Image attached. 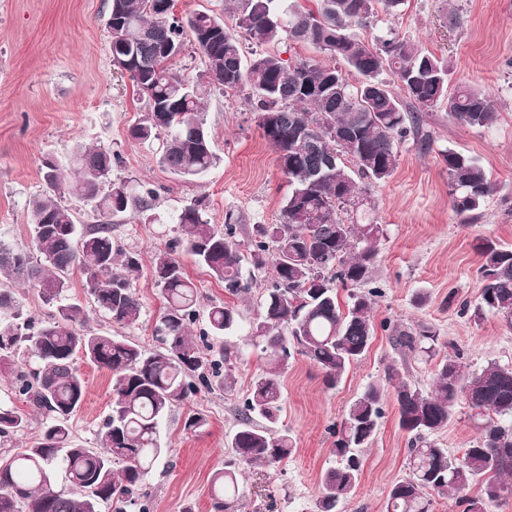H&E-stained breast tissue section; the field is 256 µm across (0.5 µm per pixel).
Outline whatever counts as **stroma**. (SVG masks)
<instances>
[{
	"label": "stroma",
	"instance_id": "obj_1",
	"mask_svg": "<svg viewBox=\"0 0 512 512\" xmlns=\"http://www.w3.org/2000/svg\"><path fill=\"white\" fill-rule=\"evenodd\" d=\"M109 4L0 0V242L31 249L29 202L46 188L45 158H66L80 143L118 154L114 180L140 182L158 192L155 223H140L131 213L112 223L113 241L141 254V267L131 279L141 316L124 329L113 325L95 307L77 270L69 276L66 296L85 309V331L119 332L150 349L157 344L153 327L162 311L150 256L180 236L173 222L176 213L200 202L211 223L220 225L233 216L243 240L254 225L279 222L288 182L261 134L254 106L241 95L211 93L203 100L217 156L203 177L172 173L159 165L156 144L132 140L130 128L145 117L147 105L129 77L112 64ZM453 9L460 25L447 21ZM387 32L447 59L452 84L483 88L495 103L498 120L492 128L473 129L441 107L424 115V131L432 139L429 152H420L413 137L399 141L398 167L387 182L373 185L366 212L384 229L370 282L381 291L373 301L376 330L370 349L333 389L324 387L319 371L306 359L293 361L282 377L278 427L288 430L295 449L275 467L242 466L238 512H309L321 474L335 463L336 422L369 383L384 381L389 367L426 391L446 356L461 355L470 370L489 362L512 368V326L482 307L474 250L480 237L512 246V0H405L393 16L375 8L369 27L355 34L370 40ZM448 149L476 158L494 186L475 219L464 220L451 208L448 173L441 162ZM178 259L197 288L192 333L206 329L211 304L228 301L239 311L238 326L219 339L233 381L228 387L199 388L172 408L161 431L168 452L144 491L151 512H209L211 477L224 467L239 409L262 365L259 349L246 334L267 281L257 274L249 292L231 297L190 255L182 253ZM452 293L458 299L453 306L448 303ZM462 301L469 305L464 314L458 308ZM421 324L438 336L433 350H397L394 329ZM74 364L84 378L85 396L70 427L90 446L110 411L112 376L81 355ZM193 413L202 415L204 424L185 430L184 421ZM478 433L477 421L463 405L435 439L458 456ZM407 441L396 408L386 403L379 431L361 454L357 490L342 512H384L390 487L409 474Z\"/></svg>",
	"mask_w": 512,
	"mask_h": 512
}]
</instances>
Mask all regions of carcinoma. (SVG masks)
<instances>
[{"label": "carcinoma", "instance_id": "obj_1", "mask_svg": "<svg viewBox=\"0 0 512 512\" xmlns=\"http://www.w3.org/2000/svg\"><path fill=\"white\" fill-rule=\"evenodd\" d=\"M112 20L124 27V40L110 47L113 66L129 74L147 101L145 118L130 130L138 142L160 141L159 164L184 177H202L216 164L203 114L204 95L249 88L258 115L271 112L273 129L258 122L263 138L277 154V163L291 191L278 224H258L246 244L236 239L231 222L219 226L205 218L199 204L185 205L175 216L184 235L154 253L152 273L163 298L154 335L160 346L146 349L122 335L82 331V304L63 298L67 276L75 269L87 292L112 323L124 328L139 320L141 303L129 275L139 270L140 255L112 241V216L130 210L152 224L156 193L125 182L102 191L99 172L113 167L114 154L98 145H80L64 160L44 162L46 190L30 202L33 251L0 242V275L21 280L56 304V313L39 324L23 314L15 293L0 289V365L18 366L8 390L46 418L41 436L14 453V439L27 426L26 416L0 397V512H149L143 492L147 477L167 454L161 424L176 404L197 386H228L221 373L224 347L207 362L189 336L196 320L197 292L176 252L181 250L224 283L237 296L249 288L241 247L257 271L271 268L270 287L261 295L258 317L250 327L263 365L253 379L231 440L234 460L272 466L293 451L288 431H277L282 403L281 377L291 361L302 357L322 374L324 385L336 387L350 366L368 352L375 326L372 298L376 291L352 293L341 306L338 288L365 285L378 259L380 224L359 223L354 203L370 195L357 174L373 183L388 181L396 170V142L413 135L422 152L431 148L421 132V113L448 101L449 112L463 125L488 128L498 119L492 100L476 88L461 85L448 92V63L408 40L380 35L369 43L354 37V26H367L380 3L388 14L404 0H317L305 9L286 0H236V27L261 43H275L282 34L309 44L344 62L362 77L348 80L336 66L315 59L290 62L276 53L243 55L235 33L208 11L185 16L173 11V0H111ZM219 29L209 43L199 42L206 69L191 79L171 67L164 54L183 46L185 35ZM397 78L414 111L403 108L385 82L384 71ZM448 170L453 211L471 215L493 191L480 162L461 152H441ZM96 204L101 223L83 229L65 196ZM484 282L482 305L512 325V247L487 239L476 245ZM37 255H32V252ZM238 311L215 303L201 336L221 337L237 325ZM436 340L431 327L398 331L394 346L404 352ZM112 374L111 412L96 432L97 446L88 448L72 437L71 417L80 408L85 381L77 354ZM461 354L442 360L433 387L425 391L405 381L391 367L398 425L409 435L408 477L394 483L385 512H432L435 497L453 493L463 512H493L512 497V368L489 362L467 372ZM386 403L385 386L370 383L336 424L332 454L338 458L320 477L313 512H340L359 484L361 449L377 435ZM467 404L483 420L482 431L461 456L448 453L434 435L448 427L457 406ZM64 472L76 493L55 487V471ZM211 512H233L240 488L236 472H215L211 480Z\"/></svg>", "mask_w": 512, "mask_h": 512}]
</instances>
